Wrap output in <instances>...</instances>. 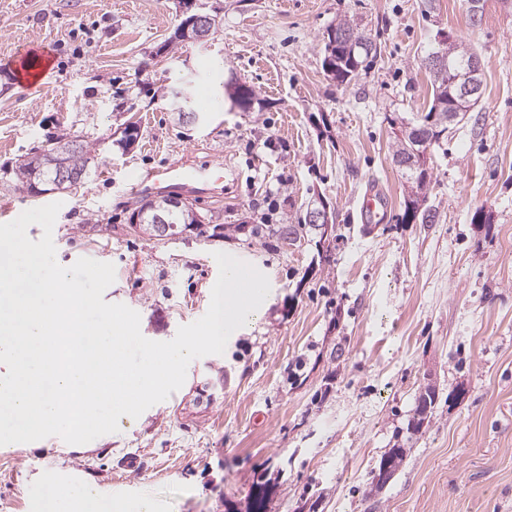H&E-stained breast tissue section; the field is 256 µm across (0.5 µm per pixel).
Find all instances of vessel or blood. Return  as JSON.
Instances as JSON below:
<instances>
[{"label":"vessel or blood","mask_w":512,"mask_h":512,"mask_svg":"<svg viewBox=\"0 0 512 512\" xmlns=\"http://www.w3.org/2000/svg\"><path fill=\"white\" fill-rule=\"evenodd\" d=\"M223 178L224 166L220 163L190 166L172 162L133 178L130 191L142 195L180 186L193 193L212 195ZM358 211L362 223L381 224L386 218L387 203L381 193L370 190L363 195Z\"/></svg>","instance_id":"obj_1"}]
</instances>
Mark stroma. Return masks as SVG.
<instances>
[{"label":"stroma","mask_w":512,"mask_h":512,"mask_svg":"<svg viewBox=\"0 0 512 512\" xmlns=\"http://www.w3.org/2000/svg\"><path fill=\"white\" fill-rule=\"evenodd\" d=\"M223 24L204 44L158 49L180 22L177 0H0V165L52 138L95 144L92 178L35 197L0 185V213L53 202L61 266L115 267L103 299L168 341L201 318L228 249L276 293L262 321L220 355L192 361L183 386L122 434L78 450L60 437L0 452V512H39L42 473L63 470L105 499L155 512H247L270 482L267 512H512V5L484 0H200ZM346 21L377 47L337 83L322 61ZM483 64L480 99L429 148L424 209L405 220L411 185L392 162L390 120L428 112L427 55L445 39ZM49 48L50 71L24 91L18 53ZM235 71L259 101L241 111ZM192 84L211 104L176 124L172 93ZM127 153L113 145L127 122ZM185 158L223 161L224 193L197 210L223 236L146 240L129 226L142 202L131 175ZM381 187L389 209L366 232L357 205ZM336 226L330 251L305 228L315 198ZM490 214L487 223L476 212ZM297 229L296 242L252 225ZM435 403L409 422L421 389ZM407 457L384 488L388 448Z\"/></svg>","instance_id":"stroma-1"}]
</instances>
